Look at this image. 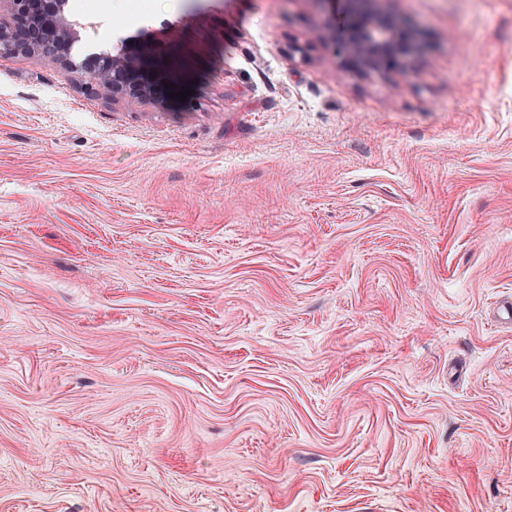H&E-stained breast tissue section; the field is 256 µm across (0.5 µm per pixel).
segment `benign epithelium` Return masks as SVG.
I'll list each match as a JSON object with an SVG mask.
<instances>
[{"instance_id":"benign-epithelium-1","label":"benign epithelium","mask_w":512,"mask_h":512,"mask_svg":"<svg viewBox=\"0 0 512 512\" xmlns=\"http://www.w3.org/2000/svg\"><path fill=\"white\" fill-rule=\"evenodd\" d=\"M10 5V21H0V47L8 51L48 54L90 75V85L132 102L151 97L154 81L139 70V51L120 46L115 54L95 57V63L75 62L71 50L77 39L74 23L64 14L65 0H0ZM347 24L331 31L354 65L377 68L402 65L413 52L410 24L395 20L392 0H348Z\"/></svg>"}]
</instances>
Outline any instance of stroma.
<instances>
[{"instance_id": "1", "label": "stroma", "mask_w": 512, "mask_h": 512, "mask_svg": "<svg viewBox=\"0 0 512 512\" xmlns=\"http://www.w3.org/2000/svg\"><path fill=\"white\" fill-rule=\"evenodd\" d=\"M67 0L188 90L0 49V512H512V0ZM349 19L340 29H332L354 65L377 68L403 65L413 52L409 22L395 20L390 9L394 0H347Z\"/></svg>"}]
</instances>
